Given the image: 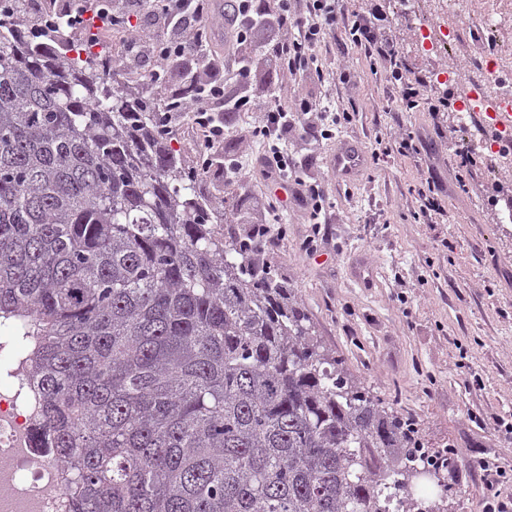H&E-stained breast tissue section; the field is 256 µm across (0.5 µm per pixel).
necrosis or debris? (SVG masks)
I'll use <instances>...</instances> for the list:
<instances>
[{
    "instance_id": "1",
    "label": "necrosis or debris",
    "mask_w": 512,
    "mask_h": 512,
    "mask_svg": "<svg viewBox=\"0 0 512 512\" xmlns=\"http://www.w3.org/2000/svg\"><path fill=\"white\" fill-rule=\"evenodd\" d=\"M468 0H407L406 13L430 12L432 24L418 28L416 51L425 56L448 45L446 18L461 14ZM487 75L472 86L465 108L494 124L512 112V71L501 49L490 52ZM43 416L24 357L13 337L0 336V512H68V470L57 449L40 447Z\"/></svg>"
}]
</instances>
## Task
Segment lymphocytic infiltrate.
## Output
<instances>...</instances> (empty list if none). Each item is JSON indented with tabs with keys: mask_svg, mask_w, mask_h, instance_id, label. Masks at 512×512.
<instances>
[{
	"mask_svg": "<svg viewBox=\"0 0 512 512\" xmlns=\"http://www.w3.org/2000/svg\"><path fill=\"white\" fill-rule=\"evenodd\" d=\"M276 2L283 36L257 49L253 46V33L265 20L258 0H230L232 51L221 60L212 53L215 37L209 18L213 0H148V12L162 19L165 30L156 38L139 42L129 38L131 17L114 11L112 0H100L98 12L107 19L111 32L125 35L121 56L124 63L136 64L146 55L155 59V66L144 71L143 77L152 81L157 90H166L170 83L166 61L194 52L200 70L197 95L179 104L178 109L192 115L202 171H209L212 158L227 135L220 111L257 113L258 118L248 131L252 142L260 147L255 160L257 169L268 180L299 185V199L308 221L317 225L331 204L319 183L297 176L288 152V134L294 130L318 142L329 141L335 139L337 126L350 122L351 115L319 108L315 101L299 93L294 96L293 109L279 105L259 108L255 97L244 90L259 59L268 58L279 71L302 80L320 79L324 71L317 51L327 37L338 34L364 48L371 68L383 70L406 110L418 108V91L397 44L380 36L386 17L379 7L359 13L345 9L344 0H305L301 10L292 0Z\"/></svg>",
	"mask_w": 512,
	"mask_h": 512,
	"instance_id": "1",
	"label": "lymphocytic infiltrate"
}]
</instances>
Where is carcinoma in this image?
Segmentation results:
<instances>
[{"label": "carcinoma", "mask_w": 512, "mask_h": 512, "mask_svg": "<svg viewBox=\"0 0 512 512\" xmlns=\"http://www.w3.org/2000/svg\"><path fill=\"white\" fill-rule=\"evenodd\" d=\"M0 12V323L70 512H433L414 422L326 349L131 85Z\"/></svg>", "instance_id": "obj_1"}]
</instances>
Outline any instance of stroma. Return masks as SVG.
<instances>
[{
	"mask_svg": "<svg viewBox=\"0 0 512 512\" xmlns=\"http://www.w3.org/2000/svg\"><path fill=\"white\" fill-rule=\"evenodd\" d=\"M373 3L388 15L386 35L410 70L425 77L421 98L441 96L444 87L434 78L441 71H456L463 92L483 79L485 48L477 32L490 0H470L468 15L451 22L448 51L423 59L412 42L415 27L429 23V16L407 21L399 0H346L345 7L362 11ZM319 57L324 69L349 72L350 81L298 82L265 64L251 77L260 106L276 101L268 91L279 85L281 105L292 106L300 90L354 115L335 140H288L300 175L322 180L333 204L322 252H305L310 227L292 196L288 234L269 247L266 260L355 380L385 407L415 419L426 447L456 449L448 512H483L487 503L512 502V434L495 424L496 418H512V160L491 149L473 151L455 107L435 117L405 110L397 90L371 70L360 48L330 37ZM436 124L442 137L430 134ZM408 130L427 135L421 157L368 159L349 178L332 172L339 144L371 149L376 138L391 143ZM462 152L472 153L476 164L461 186L456 160ZM429 173L447 186L448 206L444 217L423 224L412 216V190ZM202 188L223 205L229 225L261 222L279 203L276 188L260 177L243 193L214 170ZM475 373L482 386L472 385ZM481 459L504 470L502 484L488 487L477 465Z\"/></svg>",
	"mask_w": 512,
	"mask_h": 512,
	"instance_id": "stroma-1",
	"label": "stroma"
}]
</instances>
